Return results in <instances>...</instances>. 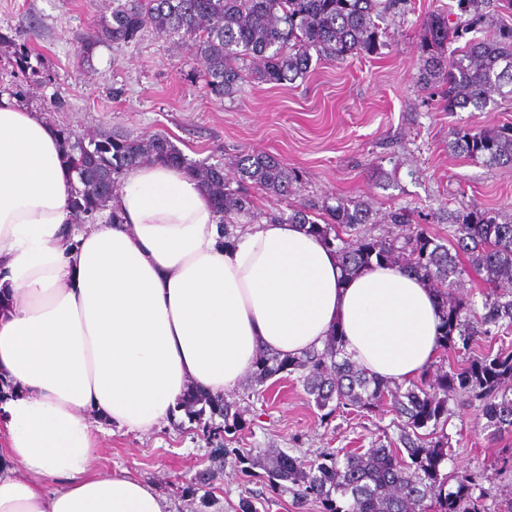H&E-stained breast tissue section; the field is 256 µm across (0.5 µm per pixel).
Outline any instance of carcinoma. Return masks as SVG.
Masks as SVG:
<instances>
[{
	"mask_svg": "<svg viewBox=\"0 0 512 512\" xmlns=\"http://www.w3.org/2000/svg\"><path fill=\"white\" fill-rule=\"evenodd\" d=\"M401 0H115L111 17H101L93 32L80 39L88 60L100 46L128 45L146 30L186 49L203 65L207 91L232 98L250 78L281 85L303 79L313 60L342 63L353 56L380 54L388 46L386 15ZM512 13V0H457L456 22L435 12L424 22L417 81L439 88L445 112H483L497 98H512V26L493 28L482 40L466 35L490 25L488 8ZM12 48L17 68L36 72L31 53L0 34V46ZM65 162L73 169L70 210L94 221L110 207L122 174L145 162L183 168L208 190L220 224L266 218L307 224L309 231L335 249L344 274L353 276L377 261L400 266L429 283L442 308V357L467 351L478 337H495L512 329V220L495 209L456 207L438 219L448 225V239L433 236L398 208L387 214L396 230L373 234L377 212L363 199L301 200L285 211L260 209L251 188L278 200L294 194L299 171L271 155H242L233 176L224 165L191 160L166 136L141 138L128 133L75 138L60 127ZM448 151L492 166H512V125L451 132ZM486 285L481 308L460 291L469 273ZM342 338L329 337L320 350L301 357L261 352L250 386L294 374L309 401L326 420L346 406L371 412L388 404L398 419L399 445L327 450L305 461L285 452L250 459L264 471L268 487L288 482L297 502L314 500L323 512H487L474 489L484 479L470 470L443 471L448 460V400L477 402L487 426L512 432V351L491 349L469 356L447 370L424 372L405 392L339 359ZM207 405L224 417V432L234 435L246 420L236 403L191 388L182 407L191 415Z\"/></svg>",
	"mask_w": 512,
	"mask_h": 512,
	"instance_id": "obj_1",
	"label": "carcinoma"
}]
</instances>
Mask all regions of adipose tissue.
I'll use <instances>...</instances> for the list:
<instances>
[{
  "mask_svg": "<svg viewBox=\"0 0 512 512\" xmlns=\"http://www.w3.org/2000/svg\"><path fill=\"white\" fill-rule=\"evenodd\" d=\"M75 175L55 129L0 94V512H165L126 471L92 466L108 426L146 431L188 386H238L259 351L299 356L338 333L352 361L406 385L438 355L442 313L397 267L345 277L300 224L259 220L224 242L187 171L126 172L96 223H69Z\"/></svg>",
  "mask_w": 512,
  "mask_h": 512,
  "instance_id": "ef3b65f1",
  "label": "adipose tissue"
}]
</instances>
